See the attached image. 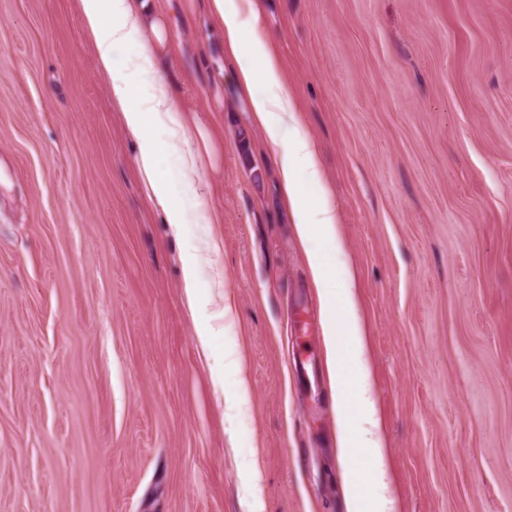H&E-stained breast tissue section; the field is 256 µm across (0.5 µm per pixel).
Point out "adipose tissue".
Listing matches in <instances>:
<instances>
[{"label": "adipose tissue", "mask_w": 512, "mask_h": 512, "mask_svg": "<svg viewBox=\"0 0 512 512\" xmlns=\"http://www.w3.org/2000/svg\"><path fill=\"white\" fill-rule=\"evenodd\" d=\"M98 76L108 85L113 111L137 139L136 165L149 196L161 207L172 230L187 221L186 203L202 204L201 170L210 158L204 129H191L187 115L160 82L166 50V25L151 0H75ZM224 41L234 56L236 75L249 96L254 118L264 125L268 143L279 152L282 191L302 240L321 236L332 255L313 251L309 265L324 302V327L332 360V391L343 423L340 455L350 512H392L386 496L387 470L378 435L376 402L365 359V346L353 294V278L338 232L336 201L326 185L319 152L297 117L287 92L279 57L259 36L255 0H211ZM135 53L117 64L114 53L125 46ZM167 128L165 141L150 133L154 123ZM180 161L178 189H171L156 165L160 150Z\"/></svg>", "instance_id": "obj_1"}]
</instances>
